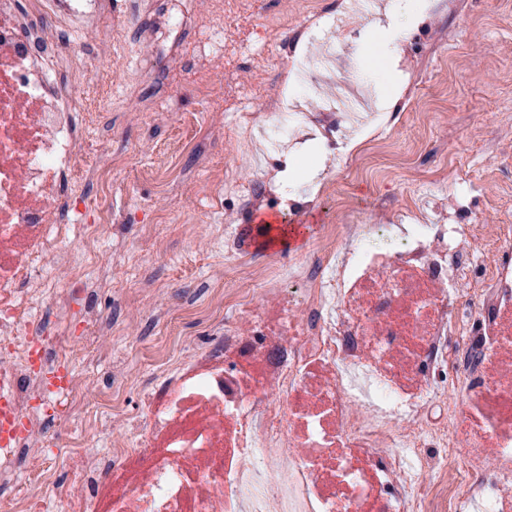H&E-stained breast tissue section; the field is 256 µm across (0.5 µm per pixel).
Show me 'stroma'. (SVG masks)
I'll list each match as a JSON object with an SVG mask.
<instances>
[{"instance_id": "35a3bbf8", "label": "stroma", "mask_w": 512, "mask_h": 512, "mask_svg": "<svg viewBox=\"0 0 512 512\" xmlns=\"http://www.w3.org/2000/svg\"><path fill=\"white\" fill-rule=\"evenodd\" d=\"M352 2L318 0L324 16L342 18L340 26L318 28L307 12V0H253L251 15L227 40L224 66L233 71L236 82L247 81L253 39L268 24L281 22L275 47L264 54L262 94L245 102L238 91L228 90L205 104L181 71H173L161 83L138 88L142 98L172 103V110L161 118L162 130L148 132L139 117L131 116L116 125L113 146L128 149L136 165L164 155L173 174H191L198 130L216 119L222 121L223 133L202 142L203 147L220 169L234 172L245 183L271 181L286 154L312 150L319 175L302 187L307 197L318 192L322 175L341 171L346 159L372 141L409 159L413 170L394 169L389 180L374 187L355 183L348 204L358 223L433 222L437 188L459 186L466 178L470 187L460 223L476 217L487 224H512V25L505 21L512 16V0H426L424 22L393 54L384 51L386 33L372 29L371 19ZM358 43L365 46L361 58L353 54ZM326 49L335 53L334 69L318 74L317 92L299 95L300 116L293 134L281 144L280 155L268 157L269 100L283 92L291 64ZM342 75L352 79V93L366 99L368 115L323 116V105L335 95ZM242 110L255 113V121L236 125L234 116ZM327 126L337 127L335 138L323 137ZM112 202L124 211L125 234L144 262L140 268H117L116 280L129 286L147 270L157 282H175V289L163 293L164 301L178 305L191 294L197 306L206 305L207 286L225 265L223 243L212 241L203 230L187 239L177 225L153 222L158 211L176 215L201 209L200 198L188 188L164 194L153 182H136L118 171L113 175ZM330 217V211L321 208L282 213V223L299 225V233L272 251L253 243L252 252L257 257L270 252L284 259L298 256ZM149 223L154 231L147 239L141 227ZM70 334L76 351L71 368L96 386L83 401L100 400L111 357L84 359L80 315H73ZM161 338L160 326L146 319L111 342L112 357L124 359L137 381L127 391L130 403H137L140 391L155 381L154 346Z\"/></svg>"}]
</instances>
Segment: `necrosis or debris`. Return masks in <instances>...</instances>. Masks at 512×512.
<instances>
[{"label": "necrosis or debris", "mask_w": 512, "mask_h": 512, "mask_svg": "<svg viewBox=\"0 0 512 512\" xmlns=\"http://www.w3.org/2000/svg\"><path fill=\"white\" fill-rule=\"evenodd\" d=\"M114 10L0 0V379L23 421L0 445V512H37L65 462L56 431L88 386L68 371L71 288L97 295L113 288L116 259L138 260L98 248L112 173L127 163L109 147L112 115L154 109L83 81L125 44ZM93 138L103 150L90 161ZM350 182L341 174L313 198L334 200L337 218L285 264L250 260L256 227L211 224L260 301L213 282L218 342L183 341L142 392L140 422L114 402L96 412L91 435L105 445L74 452L61 512H512V224L452 223L456 192L439 197L436 224H354ZM89 196L91 218L79 208ZM378 236L393 248L373 246ZM489 252L499 259L483 264ZM82 323L97 353L129 325L91 305Z\"/></svg>", "instance_id": "necrosis-or-debris-1"}]
</instances>
